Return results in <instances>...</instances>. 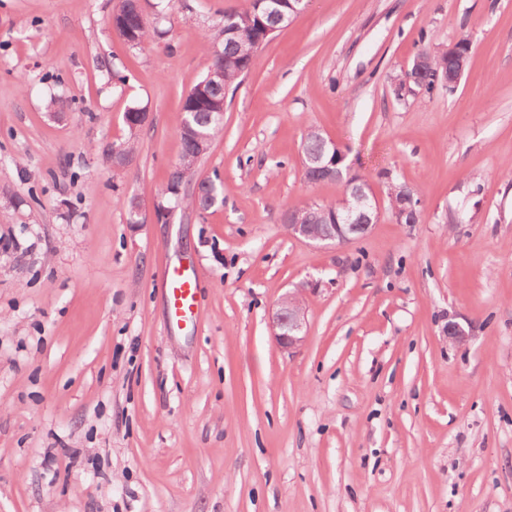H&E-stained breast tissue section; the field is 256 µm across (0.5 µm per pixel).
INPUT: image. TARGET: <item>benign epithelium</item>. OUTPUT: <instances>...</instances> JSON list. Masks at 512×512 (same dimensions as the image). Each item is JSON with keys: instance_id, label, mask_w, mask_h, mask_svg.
Here are the masks:
<instances>
[{"instance_id": "7a95c632", "label": "benign epithelium", "mask_w": 512, "mask_h": 512, "mask_svg": "<svg viewBox=\"0 0 512 512\" xmlns=\"http://www.w3.org/2000/svg\"><path fill=\"white\" fill-rule=\"evenodd\" d=\"M305 168L333 171L334 180L342 179V169L333 159L307 158L303 162ZM347 189L343 198L336 204L332 229L329 233L315 224H301L296 220L293 209H288V232L297 238L315 243L349 242L367 232L377 221L380 203L370 184H357L350 178L346 181ZM418 203L411 193H403L401 200L392 210L396 220L401 222L415 213ZM272 328L279 346L290 352L301 346L306 340L307 314L299 294H285L272 314Z\"/></svg>"}]
</instances>
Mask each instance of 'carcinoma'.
<instances>
[{
	"mask_svg": "<svg viewBox=\"0 0 512 512\" xmlns=\"http://www.w3.org/2000/svg\"><path fill=\"white\" fill-rule=\"evenodd\" d=\"M275 24L272 15L264 11L259 0H247V4L239 11L224 14V29L219 31L215 41L208 48L211 54L210 68L222 72L223 82L212 88V96L221 98L223 89L254 69L260 60V53L252 50L258 42L265 38L266 30ZM112 30L124 42L133 48L144 49L150 44L151 35L163 36L158 29H150L146 17L136 12L130 0H122L118 10L112 15ZM460 68V60L441 49L433 53L431 64L407 75H397L395 80L412 78V84H421L426 92L433 91L434 73L448 71V81H453L456 71ZM190 123L198 133L215 138L223 129V121L217 111L204 105L184 106L181 108L180 124ZM183 150L180 163L171 175L162 192L165 199L179 207L192 206L199 211H206L215 205L220 196V184L213 180H202L192 183L187 169L194 165L199 150L192 137H182ZM331 151L328 142L311 129L305 137L303 152L307 155H324ZM303 224H327L329 217L336 210V203H314L295 207Z\"/></svg>",
	"mask_w": 512,
	"mask_h": 512,
	"instance_id": "cac0c4a2",
	"label": "carcinoma"
}]
</instances>
